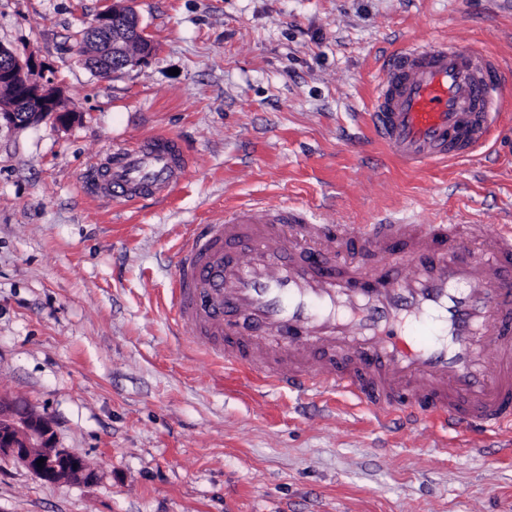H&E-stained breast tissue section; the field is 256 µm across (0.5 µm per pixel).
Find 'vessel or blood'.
Masks as SVG:
<instances>
[{"label": "vessel or blood", "mask_w": 512, "mask_h": 512, "mask_svg": "<svg viewBox=\"0 0 512 512\" xmlns=\"http://www.w3.org/2000/svg\"><path fill=\"white\" fill-rule=\"evenodd\" d=\"M496 60L447 40L382 67L371 107L400 162L463 158L486 145ZM188 158L155 135L113 151L87 191L135 202L171 196ZM489 237L480 255L466 240ZM170 318L208 361L272 391L344 396L405 424L512 433V224H320L302 208L231 206L181 246ZM433 320L419 346L405 326Z\"/></svg>", "instance_id": "vessel-or-blood-1"}]
</instances>
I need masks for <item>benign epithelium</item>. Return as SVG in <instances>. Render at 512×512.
<instances>
[{
    "label": "benign epithelium",
    "instance_id": "1",
    "mask_svg": "<svg viewBox=\"0 0 512 512\" xmlns=\"http://www.w3.org/2000/svg\"><path fill=\"white\" fill-rule=\"evenodd\" d=\"M101 40L100 51L90 60L94 72L106 76L121 66L140 64L152 56V44L136 13L114 5L91 23ZM50 69L36 56L0 45V93H10L8 106H0V124L24 128L56 114H69L58 107V90ZM49 421L33 412L0 401V456L12 458L47 482L81 479L91 475L82 459L53 442ZM44 459L37 466L38 459Z\"/></svg>",
    "mask_w": 512,
    "mask_h": 512
}]
</instances>
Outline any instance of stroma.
I'll return each mask as SVG.
<instances>
[{"label": "stroma", "instance_id": "35a3bbf8", "mask_svg": "<svg viewBox=\"0 0 512 512\" xmlns=\"http://www.w3.org/2000/svg\"><path fill=\"white\" fill-rule=\"evenodd\" d=\"M112 2L0 0V44L35 52L77 114L0 128V399L92 471L51 483L0 459V512H512V435L464 448L337 394L265 392L165 310L181 235L236 204L512 224V109L470 157L420 168L368 116L408 44L512 71V0H126L154 52L103 78L69 46ZM158 134L191 162L169 199L82 193L116 145Z\"/></svg>", "mask_w": 512, "mask_h": 512}]
</instances>
